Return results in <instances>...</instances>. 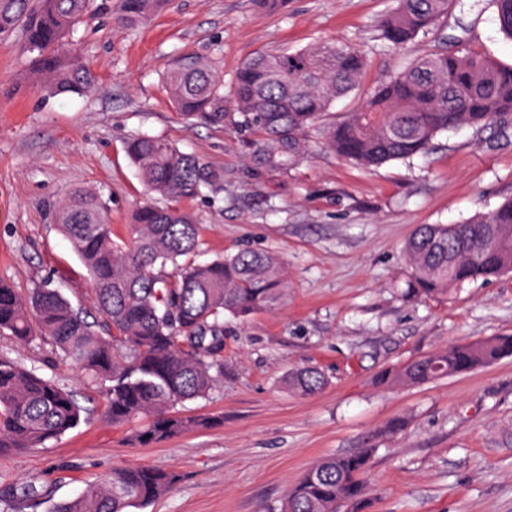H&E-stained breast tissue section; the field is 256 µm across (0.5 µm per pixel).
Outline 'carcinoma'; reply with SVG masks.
I'll return each instance as SVG.
<instances>
[{
	"label": "carcinoma",
	"mask_w": 512,
	"mask_h": 512,
	"mask_svg": "<svg viewBox=\"0 0 512 512\" xmlns=\"http://www.w3.org/2000/svg\"><path fill=\"white\" fill-rule=\"evenodd\" d=\"M378 22L380 38L403 48L440 26L455 0H393ZM164 0H119L117 21L134 26ZM501 32L512 40V0H490ZM95 0H0V33L24 29L32 74L50 95L88 93L96 78L65 39ZM366 61L338 44L266 53L235 75L232 107L223 78L206 62L171 70L165 84L188 121L244 127L262 134L257 164L287 167L305 148L310 127L323 123L327 148L364 168L428 152L436 138L469 128L479 133L512 121V64L473 50H431L390 73L340 122L327 117L336 99L356 92ZM125 152L145 188L134 210L130 242L113 238L102 196L70 190L54 219L91 281L98 320H87L46 281L21 295L0 282V332L19 343L39 336L98 389L105 419L129 429L133 446L221 424L182 415L177 406L206 398L222 384L224 316L246 320L281 308L288 296L283 262L269 251L242 249L195 261L199 227L191 215L153 202L222 188V172L161 136L135 135ZM400 289L411 301L448 295L479 279L512 272V200L463 224H422L404 245ZM512 355V336L448 344L399 369L380 372L383 388L427 383L470 372ZM288 388L302 396L325 385L315 367L293 369ZM89 410L52 379L0 358V454L45 448L87 420ZM373 449L314 463L288 488L281 512H365ZM181 475L150 466H119L48 512H131L170 494ZM47 497L34 483L0 490V503Z\"/></svg>",
	"instance_id": "obj_1"
}]
</instances>
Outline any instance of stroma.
Returning <instances> with one entry per match:
<instances>
[{
	"mask_svg": "<svg viewBox=\"0 0 512 512\" xmlns=\"http://www.w3.org/2000/svg\"><path fill=\"white\" fill-rule=\"evenodd\" d=\"M68 44L97 78L95 90L49 96L29 71L22 29L0 34V281L24 293L48 280L94 313L91 284L53 219L71 189L99 192L116 240L145 199L126 153L134 134L165 137L224 173L221 192L179 200L200 232L198 261L244 248L277 254L288 303L247 321L224 320V380L186 413L222 417L146 447L127 442L101 413L99 395L48 341L18 344L0 333V357L22 361L92 408L86 422L45 448L0 455V486H47L77 494L113 467L147 465L182 475L144 512H278L287 489L314 462L375 447L368 512H512V357L421 385L382 389L376 375L455 342L512 335V272L426 301L402 299L403 246L420 224H460L512 199V128L438 136L408 161L364 169L310 131L289 168L254 166L260 135L200 122L174 108L165 76L209 62L234 99V75L263 52L329 42L367 55L361 87L439 45L428 35L402 51L375 37L392 0H167L147 21L119 27L103 0ZM444 34L512 63L488 0H457ZM317 367L323 390L300 396L285 379ZM400 428L388 432L391 422Z\"/></svg>",
	"mask_w": 512,
	"mask_h": 512,
	"instance_id": "1",
	"label": "stroma"
}]
</instances>
